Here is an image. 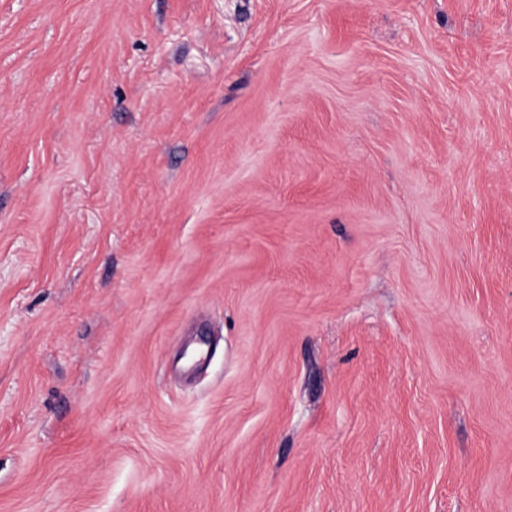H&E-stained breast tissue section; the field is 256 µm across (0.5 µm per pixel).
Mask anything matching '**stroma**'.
<instances>
[{
  "instance_id": "1",
  "label": "stroma",
  "mask_w": 512,
  "mask_h": 512,
  "mask_svg": "<svg viewBox=\"0 0 512 512\" xmlns=\"http://www.w3.org/2000/svg\"><path fill=\"white\" fill-rule=\"evenodd\" d=\"M0 512H512V0H0Z\"/></svg>"
}]
</instances>
